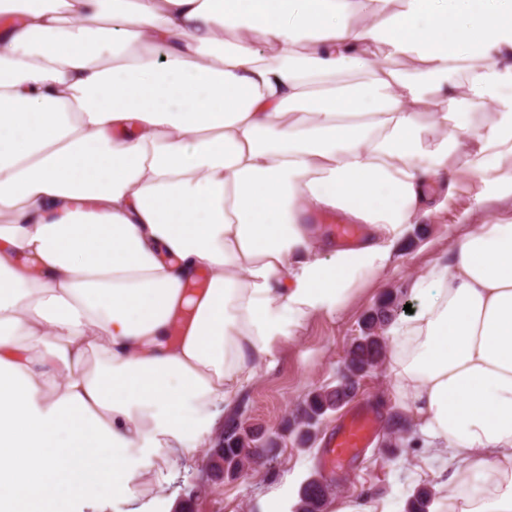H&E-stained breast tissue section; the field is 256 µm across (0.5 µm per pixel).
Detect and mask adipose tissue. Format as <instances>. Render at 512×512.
<instances>
[{
	"label": "adipose tissue",
	"instance_id": "1",
	"mask_svg": "<svg viewBox=\"0 0 512 512\" xmlns=\"http://www.w3.org/2000/svg\"><path fill=\"white\" fill-rule=\"evenodd\" d=\"M452 165L512 194V0H0V512H149ZM408 292L387 366L444 512H512V221ZM320 216L321 215L317 216L313 220V224L317 227L319 234L324 239L328 240L332 238L335 240L334 242H336V245H342L336 239V236L342 241L350 242L351 239L356 237L359 231V226L349 225L345 217L340 214H336V216H326L323 218H319Z\"/></svg>",
	"mask_w": 512,
	"mask_h": 512
}]
</instances>
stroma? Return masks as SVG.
<instances>
[{
    "mask_svg": "<svg viewBox=\"0 0 512 512\" xmlns=\"http://www.w3.org/2000/svg\"><path fill=\"white\" fill-rule=\"evenodd\" d=\"M453 178L456 189L447 209L413 225L397 245L392 265L363 285L346 306L316 314L298 336L282 341L275 366L260 369L244 389L237 401L242 420L257 436L280 435L276 458L247 474L228 477L210 470V448L198 449L194 467L160 492L158 512H178V502L185 499L192 512H295L302 485L323 475L335 486L337 501L379 502L387 512H407L412 495L426 489L432 502H440L445 490L433 475L440 464L434 452L421 447L412 433L398 447L385 445L386 425L399 411L386 369L368 373L354 398L326 412L312 446L298 445L287 418L308 394L336 387L363 318L388 294L402 304L411 303L407 283L472 228L473 214L486 221L512 219V195L485 198L478 178L465 172L454 173ZM362 406L377 413L380 429L363 455L326 475L323 448L329 434L342 416Z\"/></svg>",
    "mask_w": 512,
    "mask_h": 512,
    "instance_id": "obj_1",
    "label": "stroma"
}]
</instances>
